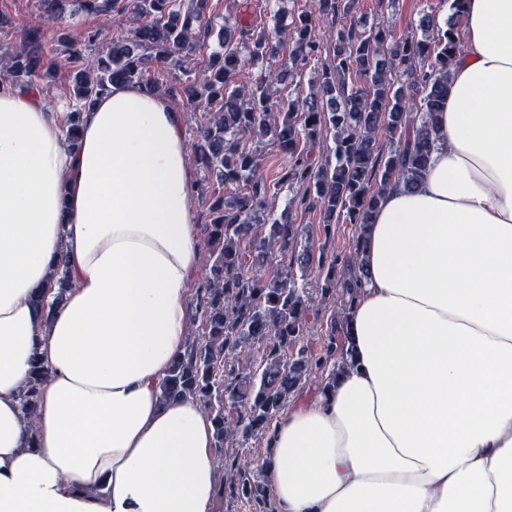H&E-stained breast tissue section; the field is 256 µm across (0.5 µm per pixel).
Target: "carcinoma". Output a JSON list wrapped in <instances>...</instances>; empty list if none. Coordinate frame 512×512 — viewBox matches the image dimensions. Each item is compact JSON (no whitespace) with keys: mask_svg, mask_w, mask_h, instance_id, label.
<instances>
[{"mask_svg":"<svg viewBox=\"0 0 512 512\" xmlns=\"http://www.w3.org/2000/svg\"><path fill=\"white\" fill-rule=\"evenodd\" d=\"M275 2L273 31H241L245 55L230 49L198 68L194 30L217 33L221 44L231 30L229 25L214 30L208 0H37L39 13L59 27L86 12L102 16L107 27L118 26L117 35L107 49L91 54L89 47L96 43L91 33L86 47L64 46L60 60L48 51L47 32L25 28L10 65L0 70V78L38 91L40 82L59 66L73 70V115L67 130L72 141L77 139L79 113L114 82L159 91L144 80L154 58L182 74L178 87L168 88L170 97L190 106L205 104L193 152L216 187L202 224L211 261L196 291L193 322L201 324L202 333L167 369L159 396L164 401L188 398L203 407L215 425V447L224 450L220 496L248 504L249 512H278L273 490L264 469L252 468L243 454L227 448L270 434L275 419L312 375L326 370L325 380L330 381L353 366L346 311L358 298L365 273L357 245L348 254L318 263L323 283L315 292L299 287L313 273L312 253L302 243L300 225L275 217V195L255 178L259 156L240 147V140L269 135L288 154L281 180L298 186L289 206L301 208L314 197L326 218L355 224L364 233L382 193L400 182L416 187L439 149L436 115L448 94L449 62L461 47L457 25L464 0H451V20L430 43L413 36L393 39L379 26L370 31L354 23L337 28L333 62L322 73L324 109L313 102L301 109L293 100L275 108L270 104L272 86L286 82L294 68L322 52L315 22L337 19L351 3L312 0L310 11L290 21L288 0ZM125 12L139 21L127 32L119 28ZM286 41L294 49L279 71H262L249 86L237 84L242 61L262 65L278 56ZM396 69L404 78L398 87L388 78ZM354 71L370 76L367 86L346 83V75ZM381 128L393 143L386 157L376 143ZM302 143L324 144L335 162L314 164ZM230 184L238 191L226 197L221 190ZM265 224L269 232L261 237L256 228ZM65 264L59 261L36 295L47 320L72 287ZM322 324L326 328L315 352L308 337ZM47 379L43 365L34 363L18 395L21 413L29 421Z\"/></svg>","mask_w":512,"mask_h":512,"instance_id":"cac0c4a2","label":"carcinoma"}]
</instances>
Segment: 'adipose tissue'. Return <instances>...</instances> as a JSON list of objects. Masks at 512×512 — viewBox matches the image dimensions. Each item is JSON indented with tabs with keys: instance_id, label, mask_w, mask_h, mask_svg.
<instances>
[{
	"instance_id": "adipose-tissue-1",
	"label": "adipose tissue",
	"mask_w": 512,
	"mask_h": 512,
	"mask_svg": "<svg viewBox=\"0 0 512 512\" xmlns=\"http://www.w3.org/2000/svg\"><path fill=\"white\" fill-rule=\"evenodd\" d=\"M463 18L440 147L362 238L353 365L273 425L279 512H512V0ZM68 125L0 80V512H214L215 426L158 390L200 251L184 114L118 83L77 145ZM61 257L73 287L44 323L32 294ZM47 379L48 372L44 369L41 363L35 362L32 365V369L25 385L18 395V403L21 413L29 422L37 412Z\"/></svg>"
}]
</instances>
